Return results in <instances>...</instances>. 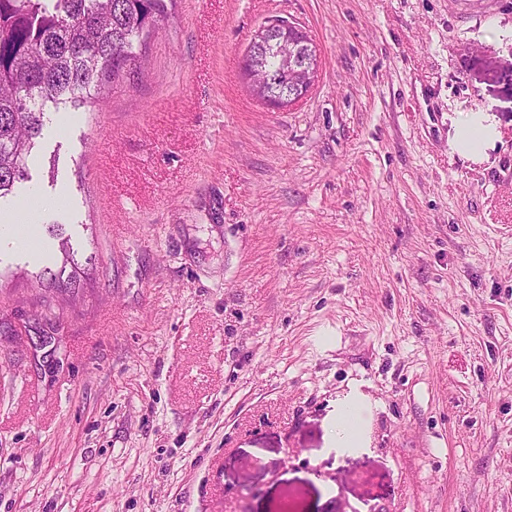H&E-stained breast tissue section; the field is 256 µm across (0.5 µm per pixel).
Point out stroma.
Masks as SVG:
<instances>
[{"mask_svg":"<svg viewBox=\"0 0 512 512\" xmlns=\"http://www.w3.org/2000/svg\"><path fill=\"white\" fill-rule=\"evenodd\" d=\"M143 54L0 199V512H512V0H175ZM293 29L300 34H306L295 23L290 21L275 20L264 25L256 34L255 41H269L277 44V48L289 67L279 57L278 53L272 46H264L255 43L251 46V56L257 58L258 63L267 69L268 74L272 76L283 87L288 83V97L286 99L274 98L268 102L274 107H282L283 103L288 101V106L293 105L303 99L315 84L318 66L316 65L312 54V41L307 35L300 41L288 40L281 36L282 31ZM303 47H306L309 56L301 63L296 62V57ZM487 138V130L476 122H469L460 132L458 146L468 152L479 151ZM33 203L34 209L30 213L18 214L13 212L10 214H0L1 227L5 225L4 229L8 231L17 242L21 241L24 237L21 230L17 227L18 225L15 224L31 223V214L36 213L41 207V204L36 199H33ZM350 410H356V408L351 407L347 411H343L336 420V437L339 439L342 448H349L353 445L355 434L358 431L357 419ZM350 415L354 417L353 425L348 422Z\"/></svg>","mask_w":512,"mask_h":512,"instance_id":"35a3bbf8","label":"stroma"}]
</instances>
